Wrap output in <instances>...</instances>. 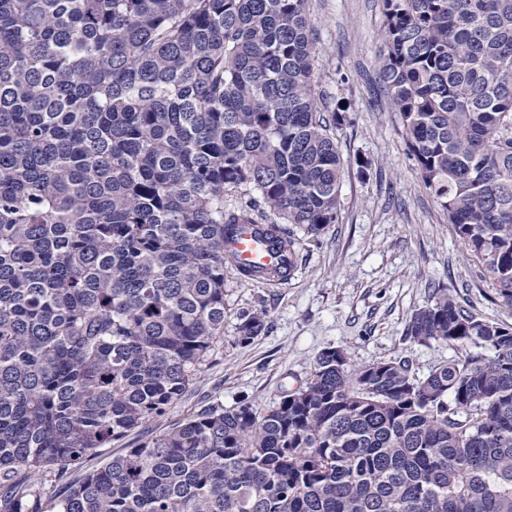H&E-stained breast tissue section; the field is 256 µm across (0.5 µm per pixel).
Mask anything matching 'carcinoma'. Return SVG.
<instances>
[{
    "mask_svg": "<svg viewBox=\"0 0 512 512\" xmlns=\"http://www.w3.org/2000/svg\"><path fill=\"white\" fill-rule=\"evenodd\" d=\"M308 0H0V512H512V329L448 289L407 336L322 351L259 413L166 414L224 339V240L299 256L343 163ZM379 80L423 184L512 305V0H383ZM237 192L238 201L224 203ZM238 340L266 313L238 315Z\"/></svg>",
    "mask_w": 512,
    "mask_h": 512,
    "instance_id": "carcinoma-1",
    "label": "carcinoma"
}]
</instances>
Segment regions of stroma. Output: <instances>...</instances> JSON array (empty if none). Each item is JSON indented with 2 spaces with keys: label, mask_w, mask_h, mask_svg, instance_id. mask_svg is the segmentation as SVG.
Masks as SVG:
<instances>
[{
  "label": "stroma",
  "mask_w": 512,
  "mask_h": 512,
  "mask_svg": "<svg viewBox=\"0 0 512 512\" xmlns=\"http://www.w3.org/2000/svg\"><path fill=\"white\" fill-rule=\"evenodd\" d=\"M317 41L315 77L332 101L347 104L335 131L344 160L341 213L315 240L287 283L224 273V341L196 383L165 416L114 442L120 453L212 407L250 404L260 412L283 390L305 383L324 350L361 366L408 359L423 376L460 356L462 347L418 343L406 335L411 315L434 288L478 318L512 327V307L494 295L482 260L459 241L424 186L383 89L381 0H309ZM266 312L268 327L242 343L238 315Z\"/></svg>",
  "instance_id": "obj_1"
}]
</instances>
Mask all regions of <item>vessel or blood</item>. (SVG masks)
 Here are the masks:
<instances>
[{"label": "vessel or blood", "mask_w": 512, "mask_h": 512, "mask_svg": "<svg viewBox=\"0 0 512 512\" xmlns=\"http://www.w3.org/2000/svg\"><path fill=\"white\" fill-rule=\"evenodd\" d=\"M233 266L255 272L287 268L288 255L281 250L265 224H247L238 230L229 245Z\"/></svg>", "instance_id": "1"}]
</instances>
